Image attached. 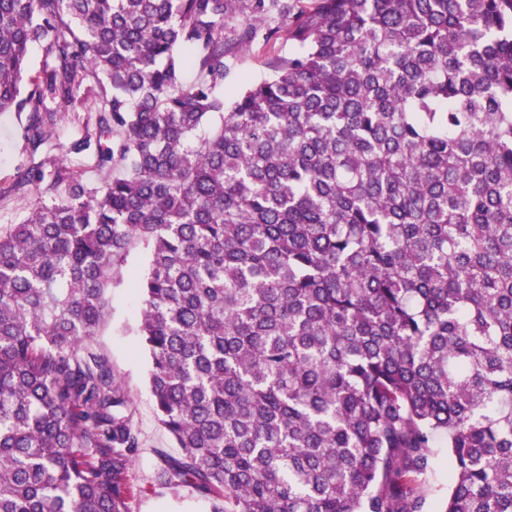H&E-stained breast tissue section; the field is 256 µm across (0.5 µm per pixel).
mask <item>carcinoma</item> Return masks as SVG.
<instances>
[{"label": "carcinoma", "mask_w": 512, "mask_h": 512, "mask_svg": "<svg viewBox=\"0 0 512 512\" xmlns=\"http://www.w3.org/2000/svg\"><path fill=\"white\" fill-rule=\"evenodd\" d=\"M259 38L291 49L226 99ZM89 97L71 150L116 175L0 187L39 193L0 228V512H128L131 402L83 349L135 246L160 483L426 512L445 448L444 512H512V0H0L30 155Z\"/></svg>", "instance_id": "carcinoma-1"}]
</instances>
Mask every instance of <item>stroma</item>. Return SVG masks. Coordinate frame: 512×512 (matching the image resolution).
I'll use <instances>...</instances> for the list:
<instances>
[{
    "label": "stroma",
    "instance_id": "obj_1",
    "mask_svg": "<svg viewBox=\"0 0 512 512\" xmlns=\"http://www.w3.org/2000/svg\"><path fill=\"white\" fill-rule=\"evenodd\" d=\"M272 51L260 43L241 54L242 64L224 80L225 90L241 86L243 80H260L269 73L267 61ZM21 122L10 112L0 114V184L15 178L18 171L32 166L21 138ZM140 249H132L122 267L120 284L108 295L109 316L94 342L91 352L108 359L115 378L121 382L132 402L133 419L140 447L130 471L133 496L130 512H210L207 498L188 485L163 486L156 474L164 459L180 457L168 433L157 421L148 384L149 359L139 337L126 333L125 325L135 324L139 298L135 282L142 263Z\"/></svg>",
    "mask_w": 512,
    "mask_h": 512
}]
</instances>
